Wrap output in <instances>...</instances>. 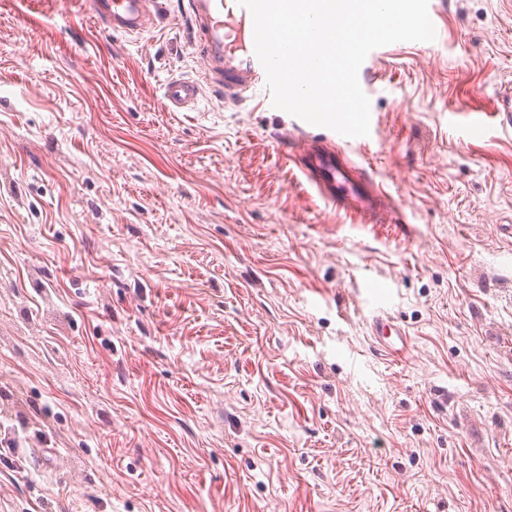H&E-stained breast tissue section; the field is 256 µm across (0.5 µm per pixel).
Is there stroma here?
I'll use <instances>...</instances> for the list:
<instances>
[{
	"label": "stroma",
	"instance_id": "stroma-1",
	"mask_svg": "<svg viewBox=\"0 0 512 512\" xmlns=\"http://www.w3.org/2000/svg\"><path fill=\"white\" fill-rule=\"evenodd\" d=\"M110 38L0 0V512H512V0H434L345 147L395 220L283 155L325 129L203 88L177 0ZM406 334H370L373 299ZM163 98L169 112H190L200 98L201 87L195 80L172 77L163 84ZM494 125L512 127V88L502 87L495 100L494 111L478 112L468 123L466 132L480 133Z\"/></svg>",
	"mask_w": 512,
	"mask_h": 512
}]
</instances>
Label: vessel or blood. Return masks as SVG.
Listing matches in <instances>:
<instances>
[{"label": "vessel or blood", "instance_id": "b4317fda", "mask_svg": "<svg viewBox=\"0 0 512 512\" xmlns=\"http://www.w3.org/2000/svg\"><path fill=\"white\" fill-rule=\"evenodd\" d=\"M89 15L112 33L138 35L152 30L162 9L160 0H84ZM181 14L189 29V42L203 68L202 81L172 77L163 85L165 106L171 112L192 111L202 85L223 94L225 101L240 102L267 87L266 72L254 52V26L250 11L237 0H182ZM512 127V88L502 87L493 112L474 115L468 132L478 133L492 126ZM303 158L302 170L330 203L362 216L376 209L384 198L380 188L364 192L354 183L350 171L338 160L335 149L321 147L298 154L290 150L289 160ZM370 331L385 350H393L392 339L400 328L386 315L374 318Z\"/></svg>", "mask_w": 512, "mask_h": 512}]
</instances>
